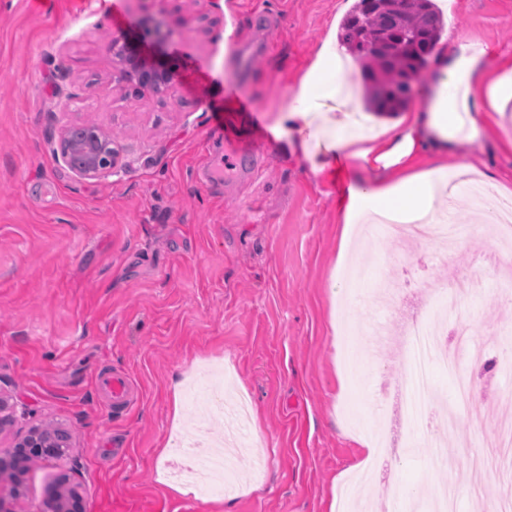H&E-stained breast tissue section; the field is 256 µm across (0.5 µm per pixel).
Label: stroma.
<instances>
[{"label":"stroma","instance_id":"stroma-1","mask_svg":"<svg viewBox=\"0 0 512 512\" xmlns=\"http://www.w3.org/2000/svg\"><path fill=\"white\" fill-rule=\"evenodd\" d=\"M353 0H0V397L11 425L0 448L39 424L68 430L66 459L38 462L15 512H41L49 488L76 469L86 512H332L362 440L394 409L405 324L386 284L462 273L470 251L492 250L482 214L494 203L460 197L455 221L472 228L445 258L423 239L381 237L339 258L345 173L313 174L279 150L271 118ZM443 42L462 39L488 64L512 51V0H437ZM171 37H164L166 28ZM144 47L172 74L174 95L121 81L109 38ZM251 55L239 68L228 48ZM235 84L252 111L235 122L257 148L225 172L224 133ZM112 136L116 164L81 177L61 156L74 124ZM512 127L460 144L448 168L472 157L485 182L512 177L498 148ZM474 342L494 340L466 375L481 393L482 426L460 413L438 429L448 460L414 454L373 465V503L386 484L459 486L462 512H487L512 489V469L489 458L481 487L466 469L495 425L512 422V282L481 279L464 300ZM390 315L384 337L369 325ZM360 354L361 375L339 362L335 336ZM128 377L131 405H105L97 374ZM228 383L248 402L247 430L186 399L190 385ZM227 442L232 486L199 501L170 480L180 436Z\"/></svg>","mask_w":512,"mask_h":512}]
</instances>
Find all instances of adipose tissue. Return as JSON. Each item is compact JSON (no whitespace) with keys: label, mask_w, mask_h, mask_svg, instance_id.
<instances>
[{"label":"adipose tissue","mask_w":512,"mask_h":512,"mask_svg":"<svg viewBox=\"0 0 512 512\" xmlns=\"http://www.w3.org/2000/svg\"><path fill=\"white\" fill-rule=\"evenodd\" d=\"M437 79L423 104L377 132L342 133L321 104L343 97L347 75L333 44H324L271 127L277 141L300 154L314 173L337 157L357 160L375 181L351 185L343 205L339 252L347 254L356 221L376 215L398 224L430 223L448 184V156L462 141L481 139L512 112V54L487 66L481 53L451 42L437 56Z\"/></svg>","instance_id":"adipose-tissue-1"}]
</instances>
